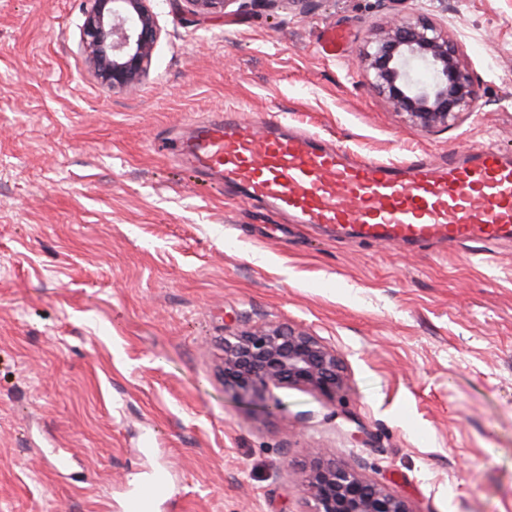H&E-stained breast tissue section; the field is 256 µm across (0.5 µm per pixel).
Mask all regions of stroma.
Wrapping results in <instances>:
<instances>
[{
	"instance_id": "stroma-1",
	"label": "stroma",
	"mask_w": 512,
	"mask_h": 512,
	"mask_svg": "<svg viewBox=\"0 0 512 512\" xmlns=\"http://www.w3.org/2000/svg\"><path fill=\"white\" fill-rule=\"evenodd\" d=\"M88 0H0V512H305L309 449L414 512H512V241L480 253L336 240L190 172L174 140L227 109L405 165L512 153V0H428L478 97L426 131L359 55L409 0H170L148 77L111 91L79 47ZM336 350V397L224 389L225 332ZM68 454L58 473L50 451ZM172 486L167 477L158 472L141 483L126 499L124 512H152L153 504L171 494Z\"/></svg>"
}]
</instances>
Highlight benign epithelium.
Wrapping results in <instances>:
<instances>
[{
	"label": "benign epithelium",
	"mask_w": 512,
	"mask_h": 512,
	"mask_svg": "<svg viewBox=\"0 0 512 512\" xmlns=\"http://www.w3.org/2000/svg\"><path fill=\"white\" fill-rule=\"evenodd\" d=\"M203 17L224 15L232 0H185ZM161 0H89L80 26V48L101 87L136 86L151 67L160 37ZM372 87L412 124L432 131L448 127L476 98L458 43L432 17L417 11L380 29L360 56ZM303 387L332 397L345 387L336 351L303 330L267 325L224 336V389L239 399L274 389ZM307 476L309 512H415L361 472L357 462L338 463L311 449Z\"/></svg>",
	"instance_id": "1"
}]
</instances>
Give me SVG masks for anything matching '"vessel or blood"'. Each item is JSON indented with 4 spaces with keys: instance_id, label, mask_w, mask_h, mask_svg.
Masks as SVG:
<instances>
[{
    "instance_id": "obj_1",
    "label": "vessel or blood",
    "mask_w": 512,
    "mask_h": 512,
    "mask_svg": "<svg viewBox=\"0 0 512 512\" xmlns=\"http://www.w3.org/2000/svg\"><path fill=\"white\" fill-rule=\"evenodd\" d=\"M176 150L182 163L274 212L348 239L487 246L512 237V159L495 151L398 166L350 157L278 121L226 114L191 124ZM171 490L156 473L128 496L124 512H152Z\"/></svg>"
}]
</instances>
